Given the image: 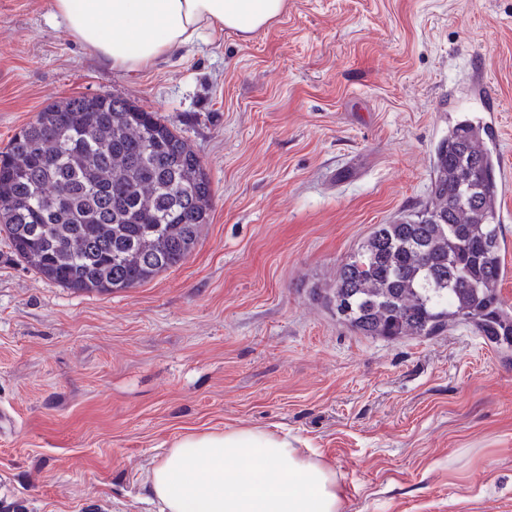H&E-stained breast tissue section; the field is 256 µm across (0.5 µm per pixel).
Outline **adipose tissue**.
<instances>
[{"mask_svg":"<svg viewBox=\"0 0 512 512\" xmlns=\"http://www.w3.org/2000/svg\"><path fill=\"white\" fill-rule=\"evenodd\" d=\"M67 33L110 68L137 72L197 41L254 33L285 0H50ZM161 512H342L335 471L269 428L187 432L148 476Z\"/></svg>","mask_w":512,"mask_h":512,"instance_id":"1","label":"adipose tissue"}]
</instances>
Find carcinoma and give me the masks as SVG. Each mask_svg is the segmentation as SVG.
Here are the masks:
<instances>
[{
	"instance_id": "1",
	"label": "carcinoma",
	"mask_w": 512,
	"mask_h": 512,
	"mask_svg": "<svg viewBox=\"0 0 512 512\" xmlns=\"http://www.w3.org/2000/svg\"><path fill=\"white\" fill-rule=\"evenodd\" d=\"M501 191L483 130L457 124L437 148L430 203L376 225L317 297L363 336L426 338L460 323L511 352L512 314L497 294ZM212 204L187 141L120 96L49 104L0 152V235L77 293L134 288L181 266Z\"/></svg>"
}]
</instances>
